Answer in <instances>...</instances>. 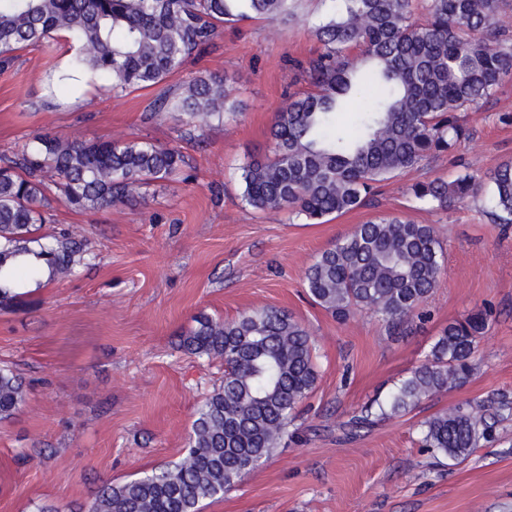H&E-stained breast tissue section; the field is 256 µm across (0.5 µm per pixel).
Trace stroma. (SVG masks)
<instances>
[{
    "mask_svg": "<svg viewBox=\"0 0 512 512\" xmlns=\"http://www.w3.org/2000/svg\"><path fill=\"white\" fill-rule=\"evenodd\" d=\"M303 23L225 24L214 44L164 83L114 97L107 79L87 92L54 93L49 76L67 66L65 37L20 49L0 65V155L33 136L86 142L144 138L175 145L184 179L147 188L136 205L77 213L57 206L41 232L72 231L96 259L76 277L0 305V366L24 377L28 394L0 421V512H88L99 488L178 460L202 401L224 383V364L180 349L207 313L234 319L274 306L311 329L316 387L289 425V439L202 512H512V418L495 439L456 464L422 448L419 424L449 406L512 400V224H495L477 195L440 210L412 185L479 177L512 161V81L479 110L456 150L423 160L381 183L367 206L310 224L246 205L238 168L269 150L268 133L285 93L307 90L289 58L317 49L311 32L333 0H297ZM209 73L234 77L242 110L191 129L152 112L155 99ZM401 217L433 225L447 261L429 317L397 335L364 311L339 321L309 299L304 275L315 256L355 225ZM491 310L477 343L475 371L462 387L361 434L353 412L425 359L448 321Z\"/></svg>",
    "mask_w": 512,
    "mask_h": 512,
    "instance_id": "obj_1",
    "label": "stroma"
}]
</instances>
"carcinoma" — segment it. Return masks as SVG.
<instances>
[{"instance_id": "carcinoma-1", "label": "carcinoma", "mask_w": 512, "mask_h": 512, "mask_svg": "<svg viewBox=\"0 0 512 512\" xmlns=\"http://www.w3.org/2000/svg\"><path fill=\"white\" fill-rule=\"evenodd\" d=\"M293 0H0V62L60 33L76 47L58 88L73 91L90 72L111 80L112 94L160 84L186 58L209 47L227 22L293 16ZM342 11L314 28L316 53L294 61L313 89L285 97L271 125L270 151L240 167L242 198L260 211H288L322 224L367 204L377 184L428 157L452 153L469 136L461 113L478 109L512 78V35L501 24L504 0H341ZM227 76L196 77L156 99L154 112H175L195 128L236 115L240 102ZM359 97L353 123L340 114ZM184 164L176 147L147 140L88 143L38 134L0 159V303L15 299V278L37 267L17 258L33 252L50 280L75 276L93 254L69 232L37 235L61 202L83 213L133 205L153 183L175 179ZM488 183L487 213L512 224V163L486 179L464 174L411 186L438 209L475 196ZM445 251L430 224L379 218L356 225L320 252L305 272L311 300L338 320L368 311L404 331L439 286ZM483 311L448 323L425 362L382 400L348 421L357 432L377 419L405 414L423 400L461 387L473 373L476 343L488 326ZM184 337L185 351L224 362V385L198 407L179 460L121 485H105L91 512H200L281 445L296 410L318 379L310 330L287 312L262 307L232 320L205 314ZM20 377L0 367V421L25 403ZM512 402L464 403L421 424L423 446L457 463L467 459Z\"/></svg>"}]
</instances>
